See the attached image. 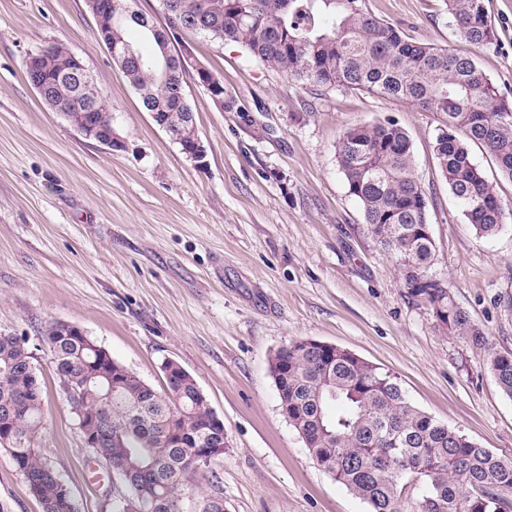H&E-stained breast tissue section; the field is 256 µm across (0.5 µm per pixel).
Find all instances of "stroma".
Listing matches in <instances>:
<instances>
[{"mask_svg":"<svg viewBox=\"0 0 512 512\" xmlns=\"http://www.w3.org/2000/svg\"><path fill=\"white\" fill-rule=\"evenodd\" d=\"M413 40L461 54L512 91V0H486L494 46L472 50L444 0H366ZM67 44L112 105L124 146L79 135L45 105L27 57ZM194 53L221 76L240 112L204 88L187 99L207 156L195 167L145 112L97 38L86 0H0V334L23 336L45 382L41 448L79 512H113L124 494L88 468L77 418L41 339L56 320L82 328L153 388L174 360L224 422V453L187 492L200 512H369L315 463L280 409L270 354L313 339L397 377L413 405L512 461V399L487 362L512 353V180L480 146L471 155L508 215L478 234L450 192L433 142L438 114L408 101L286 79L240 47L206 37ZM392 117L409 132L435 242L429 276L485 332L454 336L412 296L399 264L368 234L337 162L345 132ZM0 501L41 512L0 449Z\"/></svg>","mask_w":512,"mask_h":512,"instance_id":"1","label":"stroma"}]
</instances>
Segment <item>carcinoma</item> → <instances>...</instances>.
<instances>
[{"label":"carcinoma","mask_w":512,"mask_h":512,"mask_svg":"<svg viewBox=\"0 0 512 512\" xmlns=\"http://www.w3.org/2000/svg\"><path fill=\"white\" fill-rule=\"evenodd\" d=\"M169 1L177 27L134 9L112 18V50L145 110L191 111L181 102L190 74L179 56L166 60L162 52L168 40L179 45L186 35L236 44L302 85L405 99L439 114L434 151L467 221L482 235L499 231L503 205L469 146L479 145L512 179V99L473 56L409 39L365 0H162V6ZM447 6L459 36L473 48L495 43L484 0H447ZM130 25L152 43V56L128 40ZM71 54L66 44L54 43L32 54L35 68L26 69L30 83L44 86L43 102L53 111L77 94L63 72ZM337 161L373 239L398 262H414L408 280L427 272L434 244L419 231L427 203L408 131L390 117L354 127L340 141ZM415 295L426 299L449 333L485 344V333L448 289L419 288ZM43 338L55 374L82 392L85 408L96 407L86 389L110 393L103 433L89 453L125 485L119 512H181L185 491L203 478L196 449L224 438L195 378L175 368L164 388L150 392L108 350L92 347L63 322L49 323ZM33 360L24 338L0 335V427L14 437L0 448L10 453L42 512H78L42 453L44 400ZM269 367L283 414L312 458L369 512H502L497 492L512 494V462L415 407L394 375L350 351L328 355L313 340L277 349ZM488 368L511 399L512 353H490Z\"/></svg>","instance_id":"1"}]
</instances>
